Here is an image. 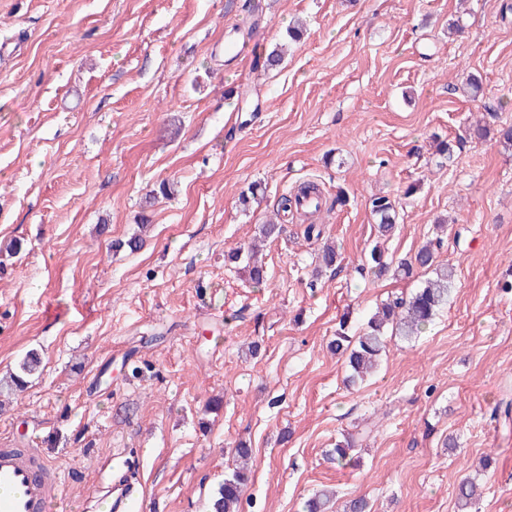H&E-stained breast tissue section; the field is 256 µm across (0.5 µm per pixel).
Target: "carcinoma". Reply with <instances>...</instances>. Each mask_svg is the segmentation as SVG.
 <instances>
[{"instance_id": "1", "label": "carcinoma", "mask_w": 512, "mask_h": 512, "mask_svg": "<svg viewBox=\"0 0 512 512\" xmlns=\"http://www.w3.org/2000/svg\"><path fill=\"white\" fill-rule=\"evenodd\" d=\"M371 213L376 221V230L382 236L392 235L397 228L395 206L386 196H377L371 200ZM254 245L239 247L227 255L231 263L243 265L250 281L260 286L265 281V271L255 265ZM319 268L336 269L341 262V254L335 245L324 243L317 255ZM422 269L430 277L410 296L395 297L383 303L362 324L359 335L350 336L346 331L347 319H342L331 349L346 356L349 374L346 380L356 384L374 371L382 354L386 351L387 335L400 336L410 339L421 334L428 328L438 311L448 305V298L455 282L456 269L454 266L437 260L435 248L432 245L421 247L409 260L400 261L392 266L383 259L378 248H373L366 257L360 270L374 275L392 273L398 277H410L414 271ZM41 366V358L29 351L19 361L17 372L0 381V388L7 391L23 390L27 378L35 375ZM358 447L357 438L348 434L336 443L329 453V460L338 465L353 459L351 452ZM235 457L239 458L242 466L224 477V482L211 495L207 512H239L240 501L249 481L245 464L252 456V448L238 443L234 448ZM479 486L471 479L463 480L457 490L458 512H470L474 501L480 496Z\"/></svg>"}]
</instances>
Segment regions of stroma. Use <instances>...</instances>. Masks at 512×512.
<instances>
[{"instance_id":"35a3bbf8","label":"stroma","mask_w":512,"mask_h":512,"mask_svg":"<svg viewBox=\"0 0 512 512\" xmlns=\"http://www.w3.org/2000/svg\"><path fill=\"white\" fill-rule=\"evenodd\" d=\"M243 2L0 0V377L41 358L0 407V448L41 449L75 512L128 458L135 512H204L241 441L240 512H304L324 489L332 512H457L468 475L472 512H512V419L493 415L512 398V149H432L491 112L512 124V0H264L259 18ZM230 41L287 52L263 71ZM307 181L346 198L320 218L339 269L319 270L321 240L288 214L264 286L227 270ZM376 195L398 213L383 241ZM144 216L145 246L113 251ZM435 237L456 269L447 307L348 386L340 319L359 330L426 278L359 264ZM359 429V461L337 467L328 452ZM40 366L41 358L39 355L33 351L27 352L19 361L17 372L9 378L0 381V388L7 391H23L28 383L27 378L35 375L39 371Z\"/></svg>"}]
</instances>
